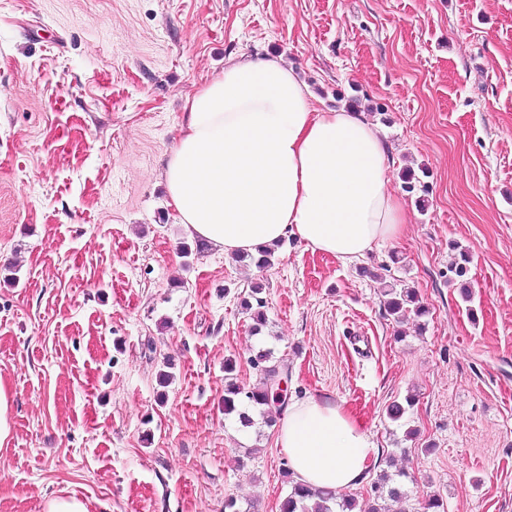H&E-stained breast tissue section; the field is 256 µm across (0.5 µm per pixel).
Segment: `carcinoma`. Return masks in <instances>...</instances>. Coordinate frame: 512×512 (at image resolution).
Returning a JSON list of instances; mask_svg holds the SVG:
<instances>
[{"label": "carcinoma", "instance_id": "cac0c4a2", "mask_svg": "<svg viewBox=\"0 0 512 512\" xmlns=\"http://www.w3.org/2000/svg\"><path fill=\"white\" fill-rule=\"evenodd\" d=\"M275 249H260L257 253L243 252L238 258L247 260L255 267L262 269L272 264ZM262 285L256 283L250 287V293L241 300V307L250 315L253 324L251 329L253 335L257 336L266 327V315L264 312L265 301L260 297ZM387 296L385 309L387 313L395 318L405 317L413 314L418 318L429 314V309L420 302L416 291L412 288L397 289L390 285L384 291ZM271 352L265 349L258 350L251 357V363L259 368L262 375L258 384L252 387H245L236 381V361L227 359L224 362V414L237 417L238 422L244 428L254 425V413H259L265 419V423L274 422L268 416L269 408V384L279 376L276 366L270 364ZM288 478L290 490L283 499L281 512H354L357 508V499L351 498L339 504L333 502V494L328 489H316L305 483L299 482L292 477L290 470H284ZM406 474L398 472L393 478L384 473L372 486L373 499L389 500L399 505L398 512H411L409 508L410 495L406 488L404 478Z\"/></svg>", "mask_w": 512, "mask_h": 512}]
</instances>
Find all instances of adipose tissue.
Returning <instances> with one entry per match:
<instances>
[{
	"mask_svg": "<svg viewBox=\"0 0 512 512\" xmlns=\"http://www.w3.org/2000/svg\"><path fill=\"white\" fill-rule=\"evenodd\" d=\"M379 131L362 113L318 109L276 56H240L188 98L166 165L174 219L232 257L297 236L341 262L401 237ZM277 444L295 478L331 490L361 482L378 446L345 406L317 396L280 411Z\"/></svg>",
	"mask_w": 512,
	"mask_h": 512,
	"instance_id": "ef3b65f1",
	"label": "adipose tissue"
}]
</instances>
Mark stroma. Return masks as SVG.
Masks as SVG:
<instances>
[{
  "mask_svg": "<svg viewBox=\"0 0 512 512\" xmlns=\"http://www.w3.org/2000/svg\"><path fill=\"white\" fill-rule=\"evenodd\" d=\"M241 55L378 128L401 238L343 263L292 236L262 270L182 255L163 170L187 98ZM396 280L431 309L401 339ZM262 348L291 400L343 404L380 447L337 499L365 512L396 465L412 500L512 512V0H0V512H279L276 427L224 414L225 359L251 386ZM262 290V285L255 283L250 287L248 296H244L241 300V307L250 315V319L253 321L251 329L255 336L263 332L267 323L266 315L263 310V308H265V301L259 297V295L262 294Z\"/></svg>",
  "mask_w": 512,
  "mask_h": 512,
  "instance_id": "35a3bbf8",
  "label": "stroma"
}]
</instances>
